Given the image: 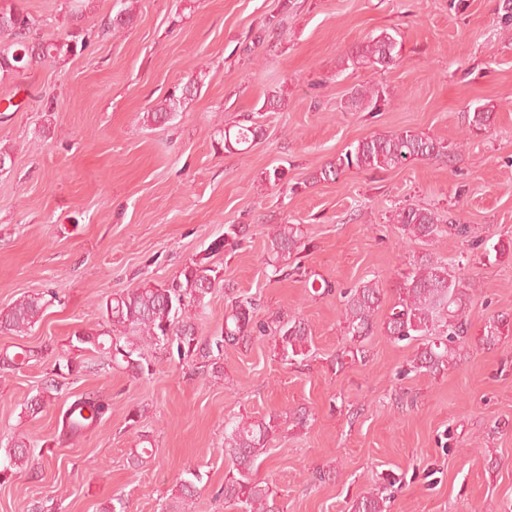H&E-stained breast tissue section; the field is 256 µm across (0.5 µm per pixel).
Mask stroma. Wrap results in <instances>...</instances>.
<instances>
[{
	"instance_id": "35a3bbf8",
	"label": "stroma",
	"mask_w": 512,
	"mask_h": 512,
	"mask_svg": "<svg viewBox=\"0 0 512 512\" xmlns=\"http://www.w3.org/2000/svg\"><path fill=\"white\" fill-rule=\"evenodd\" d=\"M53 39L70 27L69 0H16ZM505 0H91L79 54L0 78V310L51 295L22 335L0 332V350L33 347L37 361L0 370V452L25 435L33 470L0 483V512H99L112 497L126 512H164L187 472L200 477L188 512H233L218 492L229 470L224 425L273 416L258 481L280 512H350L387 487L388 512H512V335L478 338L491 317L512 318V31ZM132 10L131 27L102 34ZM395 34L390 67L349 62L381 32ZM197 92L167 125L147 122L175 85ZM361 87L386 96L378 110L350 107ZM493 110L475 133L468 114ZM250 117L261 129L246 152L219 148L223 128ZM410 129L446 145L400 169L351 170L312 182L327 161L366 137ZM285 173L274 184L265 175ZM434 210L471 235L434 243L392 224L401 208ZM298 224L300 273L274 276L269 232ZM232 253L212 258L223 284L188 314L216 333L232 298H255L254 320L303 319L305 355L282 361L270 336L225 347L220 378L167 348L142 351L138 378L102 351L69 350L74 331L105 329L107 296L142 281L164 285L203 257L229 227ZM432 254L466 285L469 343L457 364L413 372L417 341L374 332L345 356L341 290L376 281L378 320L410 264ZM336 285L312 296L305 271ZM85 368L59 374V357ZM62 389L42 409L26 405L51 378ZM91 393L112 414L80 440L59 438L72 396ZM144 414L129 424L127 414ZM305 410L306 424L294 414ZM155 456L127 458L140 436Z\"/></svg>"
}]
</instances>
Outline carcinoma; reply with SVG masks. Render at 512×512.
I'll return each mask as SVG.
<instances>
[{"instance_id":"carcinoma-1","label":"carcinoma","mask_w":512,"mask_h":512,"mask_svg":"<svg viewBox=\"0 0 512 512\" xmlns=\"http://www.w3.org/2000/svg\"><path fill=\"white\" fill-rule=\"evenodd\" d=\"M0 73L19 74L32 65L74 55L88 45L86 33L72 25L56 40L38 38V21L12 0H0ZM398 39L389 33L369 39L351 57L354 63L389 66L397 62ZM197 82L189 80L177 86L165 98V103L149 112L151 121L164 124L175 114L181 99L197 91ZM381 98L370 88L356 92L351 105L377 108ZM494 119L489 109H475L469 120L470 131L487 129ZM259 136L257 126L237 124L224 130V150L252 145ZM445 152L438 141L410 129L387 135H374L357 141L344 153L326 162L315 171L311 180L334 182L350 169L385 170L402 168L419 160L437 158ZM401 230L428 243L434 242L443 232L438 215L426 208L404 207L393 216ZM238 233L232 231L215 239L208 247V256H215L226 248H234ZM303 232L298 224H278L270 236L269 266L272 274L288 273V260L302 248ZM214 269L205 259L192 262L184 268L182 278L163 286L137 284L110 295L102 305L110 330L94 334L77 330L70 337L72 347L83 351L98 349L111 355L112 363L139 376L145 372L139 358L145 345H164L176 350L178 359L193 360L201 368L217 377L224 373L221 354L224 346L238 344L250 332L273 335L275 349L282 360L289 361L305 354L312 341L308 325L300 320L276 319L274 326L252 322L254 302L245 295L238 296L224 316V326L212 336H201L186 315L192 307L202 305L207 295L220 286L213 276ZM460 281L448 273L429 254L419 256L412 268L398 282L395 305L383 322L381 329L394 342L414 337L428 336L430 340L417 348L412 367L416 370L438 372L457 363L464 350L468 325L462 317L464 293ZM383 300V289L376 282L367 281L349 291L344 304L345 337L349 349L347 356H354L350 347L374 333L376 313ZM49 300L44 293L23 297L13 306L0 310V331L25 333L41 318ZM512 329L506 317L488 321L480 342L494 346L503 331ZM437 340H432V337ZM42 352L22 348L18 351H0V369L13 370L41 357ZM112 413V403L87 395H76L61 413V439L74 442L92 431ZM276 431L274 418H244L232 422L224 429V457L230 464L224 478V502L237 506L243 512H280L275 497L266 484L253 480L255 461L267 447ZM31 463L30 444L25 437H16L6 449L5 460L0 464V481L28 468ZM196 495V483L191 478L181 480L175 506L183 509ZM387 498L383 491H370L355 500L350 512H387Z\"/></svg>"}]
</instances>
